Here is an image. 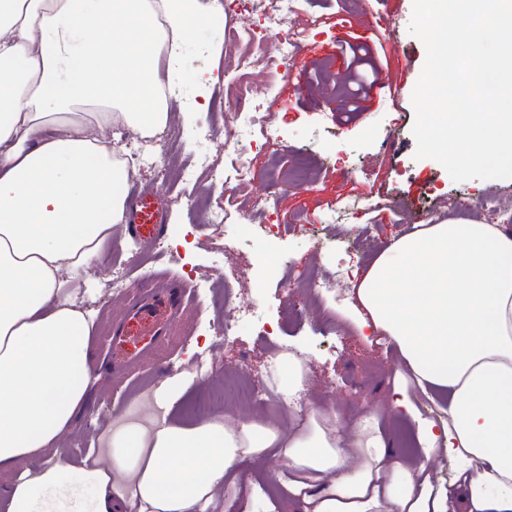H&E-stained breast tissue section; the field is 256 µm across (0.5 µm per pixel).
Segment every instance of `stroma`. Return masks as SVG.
Here are the masks:
<instances>
[{
	"mask_svg": "<svg viewBox=\"0 0 512 512\" xmlns=\"http://www.w3.org/2000/svg\"><path fill=\"white\" fill-rule=\"evenodd\" d=\"M412 10L413 0L380 5V13L397 29L392 43L382 36L367 0H301L289 21L301 38L296 60L271 81L256 61L245 75V84L264 92L270 116L268 129L256 134V185L240 195L224 186V174L234 162L224 142L239 105L238 92L224 77V53L232 30L258 24L261 15L254 8L233 11L223 22L209 18L191 28L188 51L175 71L165 74L181 91L169 98L167 129L156 142L172 145L170 169L202 147L211 156V167L189 186L157 170L136 168L116 188L122 196L133 184L153 191L165 199L170 219L147 242L114 231L111 247L82 273L79 296L94 321L93 358L100 377L60 448L73 466H81L115 418L138 407L144 394L189 373L193 383L175 406L180 423L195 424L207 415L223 417L233 427L258 419L280 422L278 399L243 403L225 394L223 403L206 414H192L188 408L245 376L261 389H272L274 353L281 347L302 357L310 369L294 407L335 409V425L343 433L371 419V435L392 448L402 463H410L402 428L414 432L419 421L439 419L442 404L405 382L399 388L411 398L413 414L389 409L387 398L397 388L391 376L401 368L400 355L393 342L381 346L359 335L349 306L355 275L412 225L451 219L489 223L478 198L512 215V178L456 182L436 161L414 157V110H399L394 103L396 94L411 96L426 59L423 43L409 32ZM355 70L377 85L361 110L351 112L345 94ZM391 74L403 78V90L388 85ZM201 77L213 78L210 93L201 111H187L186 101ZM245 198L274 206L284 232L267 233L259 214L242 209ZM345 204L361 209L359 223H327V215ZM212 209L224 210V224H209ZM305 224L324 225L330 247L315 248L301 230ZM360 226L368 231L363 251L335 247L336 238L355 235ZM134 251L140 256L136 263L129 259ZM119 263L129 288L151 287L165 270L190 290L191 298L170 336L146 361L117 377L105 335L126 300L112 287V270ZM305 270L331 277L340 273L344 280L319 299L297 280V272ZM229 305L248 314L236 319L234 333L226 339L219 326ZM200 357L210 361L208 370L195 369ZM264 459V468H244L225 486L228 502L216 504L214 512H242L249 499L255 512H295L291 495L267 493L287 457L270 448Z\"/></svg>",
	"mask_w": 512,
	"mask_h": 512,
	"instance_id": "1",
	"label": "stroma"
}]
</instances>
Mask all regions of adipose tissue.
I'll use <instances>...</instances> for the list:
<instances>
[{
    "mask_svg": "<svg viewBox=\"0 0 512 512\" xmlns=\"http://www.w3.org/2000/svg\"><path fill=\"white\" fill-rule=\"evenodd\" d=\"M198 0H0V492L9 512H207L242 466L277 446L299 512H512V232L418 224L366 271L362 328L392 340L421 391L447 396L421 423L424 459L405 467L369 421L346 435L309 409L288 429L174 422L189 381L155 392L162 416L117 419L100 456L71 468L61 436L98 371L77 274L124 221L128 178L107 137L165 128L157 62L177 63ZM457 464L446 493L429 461ZM95 491L85 501L82 488Z\"/></svg>",
    "mask_w": 512,
    "mask_h": 512,
    "instance_id": "obj_1",
    "label": "adipose tissue"
}]
</instances>
